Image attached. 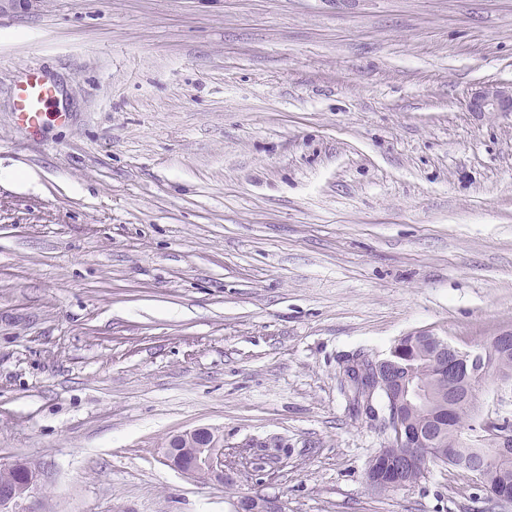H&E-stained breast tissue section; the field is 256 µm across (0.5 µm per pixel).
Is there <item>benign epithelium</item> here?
<instances>
[{
    "label": "benign epithelium",
    "mask_w": 512,
    "mask_h": 512,
    "mask_svg": "<svg viewBox=\"0 0 512 512\" xmlns=\"http://www.w3.org/2000/svg\"><path fill=\"white\" fill-rule=\"evenodd\" d=\"M467 108L471 112H501L512 114V83L487 84L479 87L468 98ZM409 347L424 352L438 368L435 379L430 383L418 380L398 381L406 404H426L435 400H448V412H470L474 419L471 427L480 434L478 460L473 466L476 476H482L496 458L512 455V428L503 423L505 415L500 408L499 395L488 393L483 402L474 407L470 395L483 386L489 374L491 360L501 353L512 350V330H503L490 337L477 349H461L447 339L430 332L412 335ZM400 352L383 359H368V366L356 370L369 383L366 405H372V393L385 388L401 368L395 361ZM385 429L389 434L388 445L381 449L376 458L389 464L394 472V485L408 484L405 475L413 468L420 449L410 441L402 429L397 411L384 417ZM181 454L174 468L193 480H237L238 473L227 467L224 449L217 430L199 427L176 435L171 447L164 449V459H169L174 448ZM23 467L28 470V479L19 485L0 490V512H33L35 490L39 474L20 461L0 462V469L11 470ZM236 512H285L279 499L259 498L253 494L241 496L235 502Z\"/></svg>",
    "instance_id": "obj_1"
}]
</instances>
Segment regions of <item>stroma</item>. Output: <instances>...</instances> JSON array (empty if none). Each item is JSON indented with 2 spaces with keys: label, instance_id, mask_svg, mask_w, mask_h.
<instances>
[{
  "label": "stroma",
  "instance_id": "35a3bbf8",
  "mask_svg": "<svg viewBox=\"0 0 512 512\" xmlns=\"http://www.w3.org/2000/svg\"><path fill=\"white\" fill-rule=\"evenodd\" d=\"M54 88L28 130L15 91ZM512 0H0V458L39 512H512L437 464L377 490L353 355L512 329ZM228 460L189 479L172 436ZM471 112H501L512 114V83L487 84L475 89L468 98ZM171 445L180 448L178 464H172L169 457L174 448H164V459L171 466L193 480L211 481L231 479L237 482L238 471L228 468L224 461V445H221L217 430L199 427L175 435ZM243 507H246L244 511ZM234 511L239 512H285V507L280 499L259 498L253 494L241 495L235 502Z\"/></svg>",
  "mask_w": 512,
  "mask_h": 512
}]
</instances>
